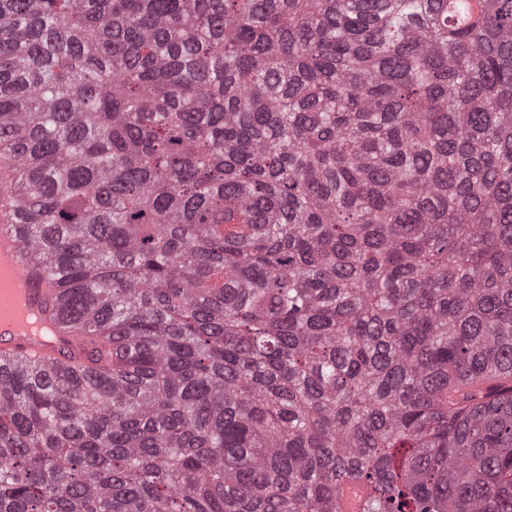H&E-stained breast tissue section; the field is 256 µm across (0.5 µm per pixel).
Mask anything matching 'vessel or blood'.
<instances>
[{"label":"vessel or blood","instance_id":"b4317fda","mask_svg":"<svg viewBox=\"0 0 512 512\" xmlns=\"http://www.w3.org/2000/svg\"><path fill=\"white\" fill-rule=\"evenodd\" d=\"M20 212L0 209V361L34 353L55 362L80 357L81 337L52 328L44 311L51 294L46 275H35L21 258L25 235Z\"/></svg>","mask_w":512,"mask_h":512}]
</instances>
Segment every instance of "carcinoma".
<instances>
[{"label":"carcinoma","mask_w":512,"mask_h":512,"mask_svg":"<svg viewBox=\"0 0 512 512\" xmlns=\"http://www.w3.org/2000/svg\"><path fill=\"white\" fill-rule=\"evenodd\" d=\"M5 167L0 512H512V0H0ZM20 212L0 208V365L16 353H35L49 362L82 356V337L57 331L44 313L46 299L53 293L44 272L36 276L21 259L25 236ZM2 317V322H1ZM50 331L43 334L41 329Z\"/></svg>","instance_id":"cac0c4a2"}]
</instances>
